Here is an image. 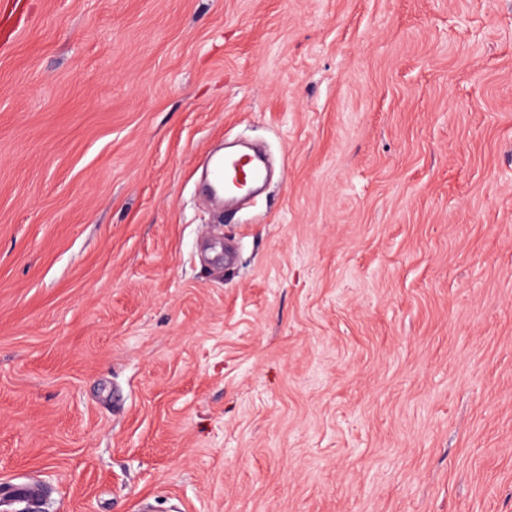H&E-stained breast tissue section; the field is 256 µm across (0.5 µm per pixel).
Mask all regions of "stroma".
Instances as JSON below:
<instances>
[{"instance_id":"35a3bbf8","label":"stroma","mask_w":512,"mask_h":512,"mask_svg":"<svg viewBox=\"0 0 512 512\" xmlns=\"http://www.w3.org/2000/svg\"><path fill=\"white\" fill-rule=\"evenodd\" d=\"M3 42L1 484L512 512V0H0ZM240 138L276 176L221 217Z\"/></svg>"}]
</instances>
